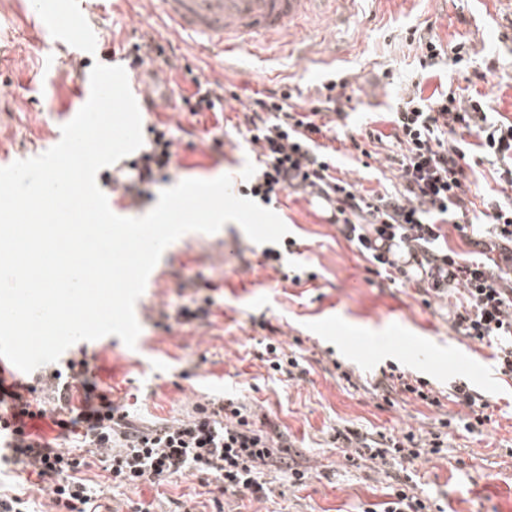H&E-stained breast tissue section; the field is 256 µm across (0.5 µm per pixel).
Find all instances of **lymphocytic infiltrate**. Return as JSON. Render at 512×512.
<instances>
[{"label": "lymphocytic infiltrate", "mask_w": 512, "mask_h": 512, "mask_svg": "<svg viewBox=\"0 0 512 512\" xmlns=\"http://www.w3.org/2000/svg\"><path fill=\"white\" fill-rule=\"evenodd\" d=\"M130 70L160 63L170 73L188 76L190 90H179V109L194 115L224 109V83L193 73L183 57L142 33L127 50ZM352 98L337 82L325 84L311 102L296 101L291 88L256 93L244 104V124L257 148L258 171L244 195L263 203L278 202L282 193L324 194L336 200L341 235L370 263V274L404 288H415L423 305L456 288L460 297L448 314L456 335L493 348L496 371L512 376V121L494 119L484 101L449 89L430 97L404 91L389 113L391 136L400 147L395 191L372 193L337 177L330 149L319 139L329 131L326 118L343 116ZM151 140L138 158L122 161L107 180L113 191L131 203L148 196L168 178L175 164L174 128L150 126ZM476 136L484 157L495 167L501 197L485 204L484 224L471 214L476 204L464 164L467 137ZM455 230L477 256L445 247L448 230ZM398 242L420 268L419 280L383 251L385 242ZM48 379L57 393L55 426L74 441L77 452H62L54 442L27 435L24 420L45 417L35 405L37 387L23 384L9 390L0 384V412L12 413L13 423L0 421V467L33 473L46 483L50 512H89L94 493L81 471L103 460L113 484L138 486L197 473L214 483L221 494L266 497L262 477L276 468L293 485H304L307 472L290 457L289 444L270 435L267 419H256L247 405L211 400L196 405L193 415L172 424L139 427L127 410L96 391L86 361H68L66 370H53ZM451 396L466 407V415L440 420L438 430L422 437L407 431L385 444L358 431H337L343 447H356L372 460H413L443 452L448 429L482 432L492 420L489 404L466 384L455 385Z\"/></svg>", "instance_id": "lymphocytic-infiltrate-1"}]
</instances>
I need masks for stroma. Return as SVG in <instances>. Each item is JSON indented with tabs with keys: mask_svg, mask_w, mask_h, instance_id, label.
I'll return each mask as SVG.
<instances>
[{
	"mask_svg": "<svg viewBox=\"0 0 512 512\" xmlns=\"http://www.w3.org/2000/svg\"><path fill=\"white\" fill-rule=\"evenodd\" d=\"M25 24L21 0H0V46L14 52L0 62V151L15 160L40 155L56 130L41 102L47 81L56 83L55 111H64L76 93L69 68L48 75L42 51L21 39ZM101 30L116 37L99 43L96 62L143 32L166 37L157 0H107ZM413 30L446 47L467 43L477 60L495 59L501 67L483 80L462 66L420 71L407 40ZM301 38L310 48L306 60L298 61L293 47L280 48L270 62L274 74L264 80L190 41H181L179 51L194 71L223 76L244 98L284 85L303 91L333 72L346 76L355 109L337 127L332 146L338 177L363 190L392 188L396 171L385 159L387 146L367 143L373 156L365 159L349 137L359 130L390 133L388 107L405 87L419 84L426 97L460 88L512 120V0H362L334 22H314ZM160 122L182 126L176 180L228 174L238 184L253 172L255 148L242 113L229 109L220 119L210 112L143 115L144 125ZM207 133L223 139V148L204 143ZM271 209L294 242L282 256V271L264 263L263 245L237 223L213 234L186 233L166 247L152 284L135 304L141 326L135 348L116 337L104 346L78 342L64 359L86 360L100 390L148 423L185 419L194 404L222 396L275 423L310 479L297 487L267 473V498L232 497L225 512H359L362 505L387 501L404 471L417 494L440 512H512V378L493 371L490 348L462 343L448 328L445 305L428 308L414 289L369 283L365 260L305 198L283 195ZM295 274L300 282H292ZM208 295L214 300L208 318L167 325L172 303ZM269 340L298 358L295 378L268 369L263 344ZM393 366L437 391L467 381L489 401L492 424L479 435L451 432L447 451L423 455L404 470L365 459L350 464L332 442L336 430L346 427L373 439L426 432L460 410L446 399L435 407L401 394L385 403L383 373ZM83 476L99 490L96 503L103 512H133L139 504L151 512H172L177 504L184 512L213 510L211 488L199 475L116 488L98 463Z\"/></svg>",
	"mask_w": 512,
	"mask_h": 512,
	"instance_id": "35a3bbf8",
	"label": "stroma"
}]
</instances>
